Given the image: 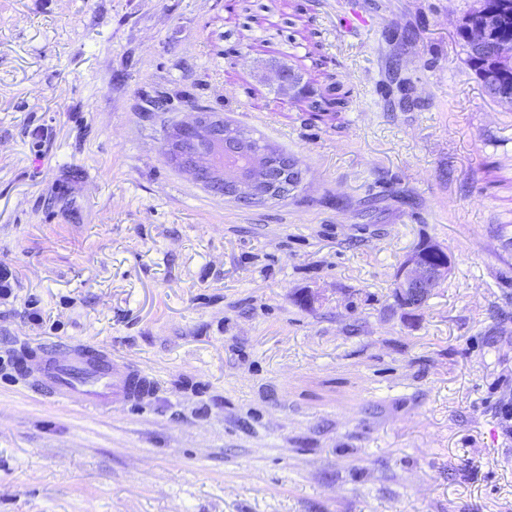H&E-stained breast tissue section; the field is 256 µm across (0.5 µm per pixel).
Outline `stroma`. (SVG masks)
Instances as JSON below:
<instances>
[{
    "label": "stroma",
    "instance_id": "1",
    "mask_svg": "<svg viewBox=\"0 0 512 512\" xmlns=\"http://www.w3.org/2000/svg\"><path fill=\"white\" fill-rule=\"evenodd\" d=\"M0 0V512H512V105L478 0ZM349 104L306 111L282 66ZM409 104H401V96ZM294 155L244 208L166 160L192 104ZM447 279L401 309L414 248ZM97 345L156 380L94 412L20 376ZM496 1L497 0H482L481 3L479 1L480 6L470 12L465 19L474 16L482 5L493 4ZM507 1L511 2V15L510 17L505 16L503 25V12L497 7L494 9H480V12L465 24L466 37L470 46L486 58L488 65L493 70V73L488 74L487 79L484 74V72L488 70L486 69V64L480 58L474 56L468 48V43L463 31L464 27L460 26L458 30V35L463 41V46L466 51V62L474 69L479 78L481 87L485 82L483 93L485 97L492 101H497L500 97L499 81L497 79L499 75L496 73L498 67L497 63L512 58V45L509 43L512 42V0ZM499 27L497 39L508 42L499 43L495 40V33Z\"/></svg>",
    "mask_w": 512,
    "mask_h": 512
}]
</instances>
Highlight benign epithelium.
<instances>
[{
	"instance_id": "benign-epithelium-1",
	"label": "benign epithelium",
	"mask_w": 512,
	"mask_h": 512,
	"mask_svg": "<svg viewBox=\"0 0 512 512\" xmlns=\"http://www.w3.org/2000/svg\"><path fill=\"white\" fill-rule=\"evenodd\" d=\"M503 23V12L499 8L482 9L465 24L466 37L470 46L483 55L494 72L488 74L483 93L492 101L498 100L499 81L495 69L498 62L512 58V44L499 43L495 33ZM196 141L220 143L224 137V117L207 113L200 124L181 126L173 144L171 156L184 171L190 172L210 193L244 207H252L282 200L290 196L304 180V172L298 162L293 160L284 164L278 171H272L258 164L249 177H240L233 172L224 173L202 161L198 155H182L181 141L185 137ZM449 262L438 266L431 265L426 259V251L414 249L409 252L399 267V284L404 309L421 307L448 276Z\"/></svg>"
}]
</instances>
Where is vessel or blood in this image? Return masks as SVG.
<instances>
[{
	"mask_svg": "<svg viewBox=\"0 0 512 512\" xmlns=\"http://www.w3.org/2000/svg\"><path fill=\"white\" fill-rule=\"evenodd\" d=\"M28 372L46 394L100 408L113 399L143 401L155 388L148 374L118 365L111 353L89 346L53 349L28 358Z\"/></svg>",
	"mask_w": 512,
	"mask_h": 512,
	"instance_id": "b4317fda",
	"label": "vessel or blood"
}]
</instances>
